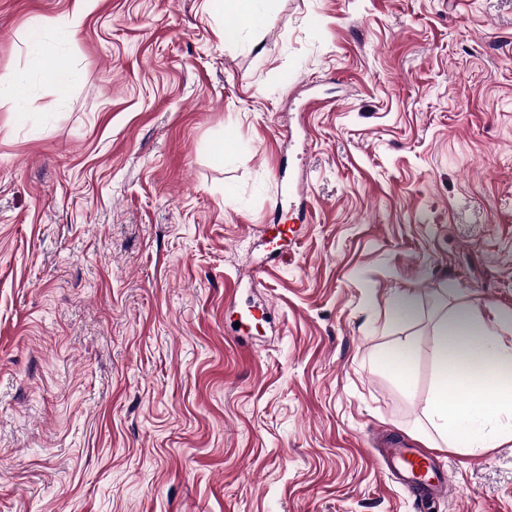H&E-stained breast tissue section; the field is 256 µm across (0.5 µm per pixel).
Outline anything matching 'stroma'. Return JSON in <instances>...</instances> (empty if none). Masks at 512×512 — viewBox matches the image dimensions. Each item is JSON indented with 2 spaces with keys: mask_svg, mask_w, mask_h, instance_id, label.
I'll return each instance as SVG.
<instances>
[{
  "mask_svg": "<svg viewBox=\"0 0 512 512\" xmlns=\"http://www.w3.org/2000/svg\"><path fill=\"white\" fill-rule=\"evenodd\" d=\"M253 7L229 43L215 0H0V512H413L394 443L432 512H512V441L423 415L443 306L512 309V0ZM31 66L35 71L41 73L47 81L59 88L68 84L70 76L68 65L59 58L33 55ZM416 352L417 344L413 337L404 336L380 355V362L402 384L408 385L411 382V364ZM385 473L414 495L423 507L434 497L450 496L448 471L416 448H385L381 455Z\"/></svg>",
  "mask_w": 512,
  "mask_h": 512,
  "instance_id": "35a3bbf8",
  "label": "stroma"
}]
</instances>
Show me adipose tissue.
<instances>
[{"label": "adipose tissue", "mask_w": 512, "mask_h": 512, "mask_svg": "<svg viewBox=\"0 0 512 512\" xmlns=\"http://www.w3.org/2000/svg\"><path fill=\"white\" fill-rule=\"evenodd\" d=\"M435 330L436 384L423 413L438 441L473 452L512 441V311L483 321L456 307Z\"/></svg>", "instance_id": "adipose-tissue-1"}]
</instances>
